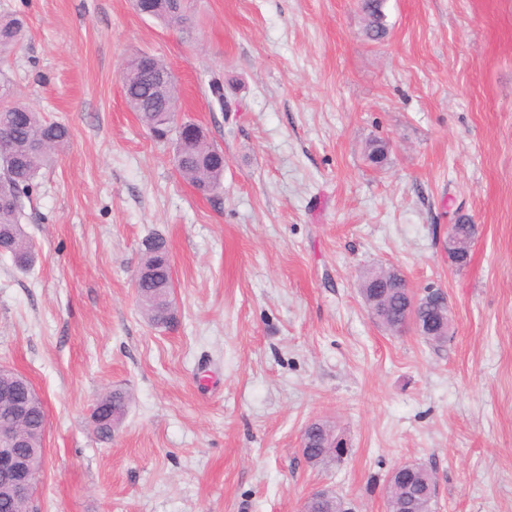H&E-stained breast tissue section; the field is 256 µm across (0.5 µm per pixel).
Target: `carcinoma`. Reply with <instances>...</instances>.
<instances>
[{
	"label": "carcinoma",
	"instance_id": "1",
	"mask_svg": "<svg viewBox=\"0 0 512 512\" xmlns=\"http://www.w3.org/2000/svg\"><path fill=\"white\" fill-rule=\"evenodd\" d=\"M386 0H359L361 12L367 19L365 36L372 42H382L389 35L385 14ZM143 7L155 10V18L163 23L179 27L188 21L187 6L182 0H144ZM25 32L23 20L19 18L0 19V55L10 51ZM166 68V64L155 56L136 55L125 67L122 75L124 96L130 108L137 113L140 121L148 128L154 139L165 141L170 134L182 141V150L175 168L179 175L194 188H206L213 192L222 188L224 179V152L211 144L206 136L194 134L187 126L178 127L170 117L176 115L178 90L173 86L160 91L151 82V72ZM9 93L7 84L0 83V140L7 138L11 150L0 158V197L8 202L0 204V247L8 255L14 266L21 270L31 269L36 261V246L26 234L21 217L25 199L30 197L35 178L52 154L64 147L70 139L69 128L58 122H50L42 113L22 102L6 100ZM390 144L381 139L370 141L366 147V158L374 166H381L390 153ZM457 248L450 252L453 263L459 267L469 261L467 243L475 235V225L464 216L452 225ZM138 266L152 272V277L141 284L139 305L147 320L154 325H164L172 317L169 295L172 289L169 270L170 255L166 243L161 238H149L144 243ZM386 280L383 269L376 268L364 272L359 282V293L367 308L374 310L388 330L398 332V321L403 318L407 306V290L403 285L390 288L380 287ZM420 314L434 320L433 335L425 337L436 342V334L442 327L446 305L439 297H421ZM20 397L30 404L28 416L23 421H15L13 408L0 403V425L16 423L26 437L31 448H44L46 435L45 404L26 392ZM130 397L119 390L101 394L96 403L108 409V415L96 426L95 431L103 442L112 440V433L124 419ZM335 427L327 422L312 423L306 433V459L321 465L341 459L344 453L343 442L333 441L330 432ZM413 485L421 492L416 498V512H431L433 500L429 489L430 481L426 470H416L411 477ZM409 488L396 481H388L387 501L389 512H405L408 504Z\"/></svg>",
	"mask_w": 512,
	"mask_h": 512
}]
</instances>
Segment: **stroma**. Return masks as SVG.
Segmentation results:
<instances>
[{"mask_svg":"<svg viewBox=\"0 0 512 512\" xmlns=\"http://www.w3.org/2000/svg\"><path fill=\"white\" fill-rule=\"evenodd\" d=\"M188 5L181 31L132 0H0L25 23L0 74L71 132L22 217L35 266L0 256V365L49 419L35 512H301L320 488L386 512L408 462L435 472V512H512V0H387L380 43L358 0ZM138 52L223 149L216 193L128 107ZM461 215L477 226L462 269L445 249ZM152 234L167 328L133 286ZM391 266L447 294L444 343L373 321L359 279ZM112 389L130 405L104 443L90 413ZM314 420L344 435L340 463L303 457Z\"/></svg>","mask_w":512,"mask_h":512,"instance_id":"obj_1","label":"stroma"}]
</instances>
